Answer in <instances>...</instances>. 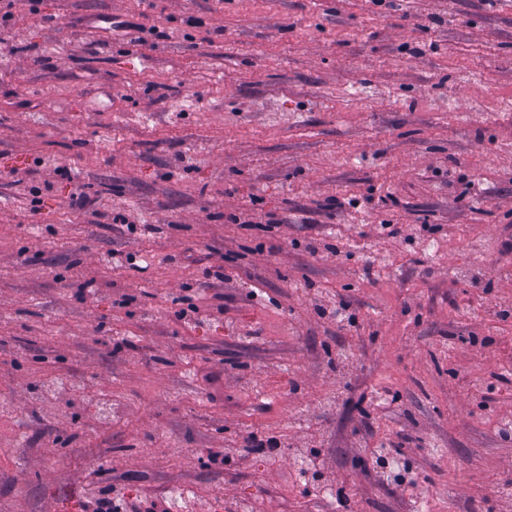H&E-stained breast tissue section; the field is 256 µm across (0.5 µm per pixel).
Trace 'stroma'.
Here are the masks:
<instances>
[{"label":"stroma","mask_w":512,"mask_h":512,"mask_svg":"<svg viewBox=\"0 0 512 512\" xmlns=\"http://www.w3.org/2000/svg\"><path fill=\"white\" fill-rule=\"evenodd\" d=\"M11 31L0 512H499L512 0H36ZM252 435L280 446L223 458Z\"/></svg>","instance_id":"obj_1"}]
</instances>
